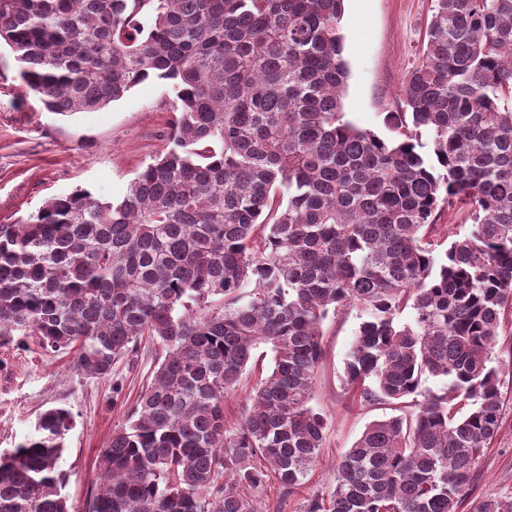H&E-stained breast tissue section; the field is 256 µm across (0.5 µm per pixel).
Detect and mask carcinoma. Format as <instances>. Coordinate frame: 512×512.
I'll use <instances>...</instances> for the list:
<instances>
[{
    "mask_svg": "<svg viewBox=\"0 0 512 512\" xmlns=\"http://www.w3.org/2000/svg\"><path fill=\"white\" fill-rule=\"evenodd\" d=\"M434 2L387 139L345 119L343 0H0V41L46 110H99L151 77L176 94L170 146L121 200L80 190L0 224L1 343L35 336L91 378L157 351L86 512H262L271 479L293 495L328 426L323 325L353 309L344 386L400 414L304 512H458L502 422L512 0ZM456 206L471 224L440 251ZM262 346L273 367L229 430L224 395ZM72 425L49 408L0 455V512H71Z\"/></svg>",
    "mask_w": 512,
    "mask_h": 512,
    "instance_id": "carcinoma-1",
    "label": "carcinoma"
}]
</instances>
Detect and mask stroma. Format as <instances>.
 I'll use <instances>...</instances> for the list:
<instances>
[{"label": "stroma", "instance_id": "obj_1", "mask_svg": "<svg viewBox=\"0 0 512 512\" xmlns=\"http://www.w3.org/2000/svg\"><path fill=\"white\" fill-rule=\"evenodd\" d=\"M433 0H344L343 56L349 79L343 99L346 119L386 135L385 113L397 111L406 72L419 62L433 13ZM15 52L0 47V224H16L49 199L79 189L101 200L123 198L130 182L169 143L174 94L167 80L150 78L121 100L95 112L47 111L18 76ZM358 325L355 314L325 325V356L313 404L329 425L321 460L305 484L283 497L276 482L258 495L265 512L284 502V512H303L307 498L327 492L336 463L365 427L391 416L383 406L360 404L341 383L344 359ZM272 354L259 348L237 391L224 399L228 427H235L249 395L271 367ZM156 351L142 342L117 362L109 377L74 373L69 358L42 348L36 337L17 336L0 345V453L35 432L39 414L64 407L73 414L60 467L71 512H84L114 429L156 368ZM503 421L481 456L471 498L512 497V377L504 380Z\"/></svg>", "mask_w": 512, "mask_h": 512}]
</instances>
